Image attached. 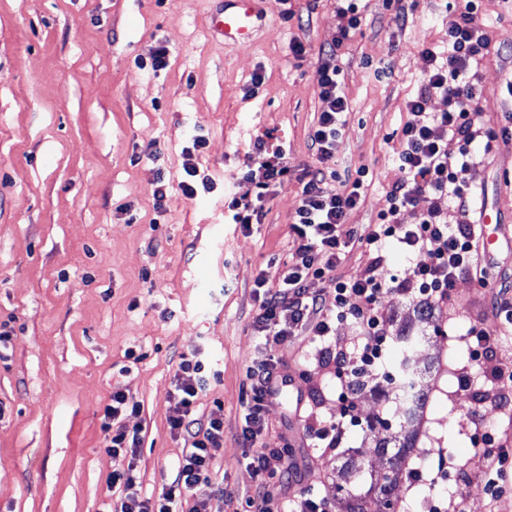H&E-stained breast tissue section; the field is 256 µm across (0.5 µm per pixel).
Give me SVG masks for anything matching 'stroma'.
<instances>
[{
    "instance_id": "stroma-1",
    "label": "stroma",
    "mask_w": 512,
    "mask_h": 512,
    "mask_svg": "<svg viewBox=\"0 0 512 512\" xmlns=\"http://www.w3.org/2000/svg\"><path fill=\"white\" fill-rule=\"evenodd\" d=\"M224 0H0V323L12 336L0 349V512H101L106 478L130 458L101 447L100 416L113 387L141 406L128 418L141 427V496L159 495L172 478L184 442L169 428V391L181 354L195 350L217 362L221 375L197 402L196 413L224 422L212 451L209 483L196 493L209 512H244L255 494L242 437L248 372L264 358L253 322L255 281L283 272L293 251L291 216L296 179L272 193L250 231L227 223L225 194L253 196L244 166L259 168L283 147L294 170L314 165L309 133L322 108L319 51L342 25L334 0H253L255 32L240 48H225L211 27ZM297 16L282 21L283 7ZM362 23L339 59L350 110L336 149L343 177L365 170L364 195L347 226L377 223L398 177L394 158L412 97L427 67L424 48L448 44L446 0H363ZM481 20L493 35L477 75L479 107L491 124L512 109V6L481 0ZM301 39L297 58L289 45ZM169 51L160 71L146 65ZM265 77L256 94L254 73ZM205 144L196 149L194 136ZM211 192L185 197V148ZM157 160H150V152ZM460 178L498 212L503 247L487 261L488 287L459 276L452 295L456 322L434 309L414 319L411 295L382 299L383 329L407 326L423 337L415 355L430 364L420 435L409 460L423 474L438 458L466 468L434 487L400 477L395 512H419L423 497L489 512L477 465L469 464L476 427H492L512 443V411L479 406L458 386L468 354L461 336L472 326L497 340L496 361L512 367V328L496 316L499 288L512 290V142L470 165ZM165 180L163 212L153 190ZM134 349L140 362L128 361ZM284 384L264 402V447L294 463L287 491L326 499L343 512L388 470L380 442L400 436L401 411L384 373L365 377L356 396L360 426L340 447L311 446L307 414L336 411V395L316 366L310 337L275 346ZM362 471L344 482L341 470Z\"/></svg>"
}]
</instances>
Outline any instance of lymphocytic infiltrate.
Instances as JSON below:
<instances>
[{"label":"lymphocytic infiltrate","instance_id":"obj_1","mask_svg":"<svg viewBox=\"0 0 512 512\" xmlns=\"http://www.w3.org/2000/svg\"><path fill=\"white\" fill-rule=\"evenodd\" d=\"M336 12L343 24L335 43L321 50L317 70L323 108L310 133L316 164L291 174L288 152L279 149L269 154L260 168L242 169L243 179L255 185L256 194L234 197L227 203L232 223L247 229L259 223L271 187L291 175L301 185L291 222L295 235L292 259L277 280L264 275L257 278L255 286L262 295L254 327L269 349L303 334L326 340L324 365L331 368L340 388L336 415L329 420L315 419L310 430L330 450L339 447L348 427L359 423L355 380L376 369L389 351L390 344L381 330L383 295L411 294L429 305L447 308L453 316L457 308L451 290L460 274L471 275L480 287L488 286L486 267L479 263L476 253L477 227L468 219L472 191L460 181L459 173L472 162L476 140H483L487 156L497 149L499 140L484 124L473 82L474 71L488 55L492 38L479 20L477 0H462L448 21L447 51L426 50L429 68L418 92L407 102L412 118L401 128L396 157L401 177L387 194V209L379 214L377 223L367 225L362 232L346 229L350 211L361 200L363 181L340 180L336 171V147L349 110L339 58L361 17L357 0H336ZM435 95L447 99L446 111H426L428 100ZM420 196L427 198L428 206L418 223H399L400 212ZM448 207L457 209L462 221L448 223L444 218ZM390 242L405 252L422 255L404 277H388L378 271L356 280L337 276L348 248L365 246L380 254ZM315 280L326 282L322 293L311 292L309 284ZM339 321L354 325L356 334L349 341H330L332 325ZM468 340L470 360L483 371L484 380L477 387L470 375H462L461 388L477 389L480 402L507 409L512 404V369L493 365L494 337L484 329L473 328ZM219 376V370L207 364L198 352L181 355L170 394V430L183 439L185 450L174 476L159 496L147 498L136 491L140 472L134 462L124 471L111 473L107 486L119 489L121 495L112 502L109 512H207L205 499L197 496L195 489L209 480L211 451L224 439V423L217 418L197 417L195 405L200 393ZM248 377L251 397L245 406L242 436L256 448L249 464L256 483L252 508L255 512H330L329 503L321 499L276 497L270 493V479L285 476L290 468L280 451L258 445L263 431V403L278 386L279 363L274 357H266L251 368ZM139 412L138 402L129 400L122 389L113 390L101 415L107 454L137 457L140 431L128 427L124 419ZM472 447L474 460L487 474L484 490L491 502H499L506 493L502 481L512 471V453L489 428L474 434Z\"/></svg>","mask_w":512,"mask_h":512}]
</instances>
